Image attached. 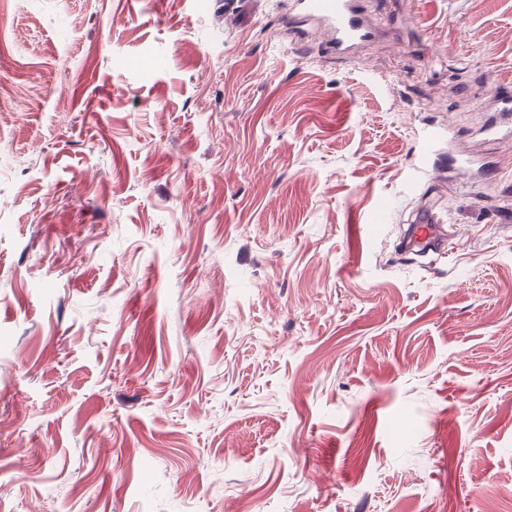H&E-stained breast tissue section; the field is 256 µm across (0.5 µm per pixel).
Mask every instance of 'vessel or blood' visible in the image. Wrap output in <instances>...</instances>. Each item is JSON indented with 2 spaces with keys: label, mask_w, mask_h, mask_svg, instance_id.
Instances as JSON below:
<instances>
[{
  "label": "vessel or blood",
  "mask_w": 512,
  "mask_h": 512,
  "mask_svg": "<svg viewBox=\"0 0 512 512\" xmlns=\"http://www.w3.org/2000/svg\"><path fill=\"white\" fill-rule=\"evenodd\" d=\"M292 8L298 16L322 22L324 43L332 53L350 54L370 42L374 36V25L361 13L358 0H293ZM490 103L501 119L487 125L485 134L508 137L512 134V97L496 96L491 98ZM446 134V128L440 126L429 125L422 129L414 147L417 163L414 172L407 177L409 184H416L421 177L434 170L437 146ZM442 236L441 226L436 224L429 212L424 211L414 219L409 243L414 247L431 248L439 244Z\"/></svg>",
  "instance_id": "obj_1"
}]
</instances>
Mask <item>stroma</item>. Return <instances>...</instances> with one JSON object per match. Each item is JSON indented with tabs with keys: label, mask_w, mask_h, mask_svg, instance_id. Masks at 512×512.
<instances>
[{
	"label": "stroma",
	"mask_w": 512,
	"mask_h": 512,
	"mask_svg": "<svg viewBox=\"0 0 512 512\" xmlns=\"http://www.w3.org/2000/svg\"><path fill=\"white\" fill-rule=\"evenodd\" d=\"M289 2L0 0V512H512V0ZM297 16L322 22L326 48L336 55H347L374 36L373 23L361 13L358 0H293ZM488 103L502 116V120L487 125L481 133L489 136H500V138L508 137L510 132L508 128L510 124L512 125V97L507 94L496 96L491 98ZM447 129L445 127L427 125L421 131L417 145L413 153L417 158L415 170L408 175L407 181L411 186L423 176L434 170L437 160V146L445 138ZM412 222L415 225L410 231L409 245L431 248L439 244L443 236L442 227L436 224L428 211L419 213Z\"/></svg>",
	"instance_id": "stroma-1"
}]
</instances>
